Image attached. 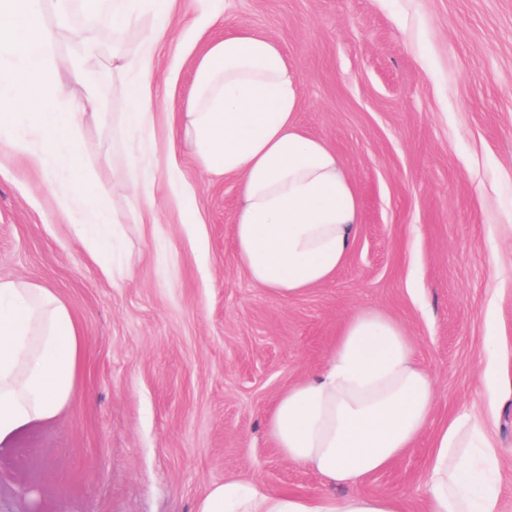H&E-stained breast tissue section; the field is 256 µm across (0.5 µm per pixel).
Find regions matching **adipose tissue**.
<instances>
[{
    "mask_svg": "<svg viewBox=\"0 0 512 512\" xmlns=\"http://www.w3.org/2000/svg\"><path fill=\"white\" fill-rule=\"evenodd\" d=\"M48 0H0V123L24 130L9 142L43 168H78L70 138L94 94L55 113L43 25ZM96 15L124 26L158 13V0H87ZM299 79L279 46L242 26L212 43L193 66V82L173 135L188 140L208 175L237 181L238 264L268 293L295 296L330 281L359 232L355 185L335 151L298 123ZM71 209L90 248L110 238L114 209L100 191L72 195ZM84 344L68 306L51 290L0 281V444L52 423L77 385ZM435 382L414 359L406 327L373 309L346 318L324 366L281 394L266 427L281 456L318 473L319 496L229 480L198 499L195 512H403L394 493H365L373 474L397 461L431 424ZM477 422L457 415L435 436L425 478L424 512H500L496 476L471 459ZM341 495H333V488Z\"/></svg>",
    "mask_w": 512,
    "mask_h": 512,
    "instance_id": "ef3b65f1",
    "label": "adipose tissue"
}]
</instances>
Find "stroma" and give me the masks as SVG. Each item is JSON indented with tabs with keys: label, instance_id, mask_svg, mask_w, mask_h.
Masks as SVG:
<instances>
[{
	"label": "stroma",
	"instance_id": "35a3bbf8",
	"mask_svg": "<svg viewBox=\"0 0 512 512\" xmlns=\"http://www.w3.org/2000/svg\"><path fill=\"white\" fill-rule=\"evenodd\" d=\"M220 22H212L213 7ZM154 16L83 26L46 11L52 67L76 30L104 37L99 114L74 140L78 169L47 172L0 134V279L50 289L85 349L77 390L51 426L0 449V512H195L227 479L319 495L266 421L314 374L343 319L372 307L408 329L437 384L429 429L365 492L419 512L437 430L469 410L498 449L501 512H512V0H169ZM296 70L298 120L341 158L360 230L335 277L281 297L235 257L236 181L213 179L173 139L209 43L241 25ZM150 53L149 115L128 125L112 54ZM103 191L125 212L111 255L82 241L62 190Z\"/></svg>",
	"mask_w": 512,
	"mask_h": 512
}]
</instances>
